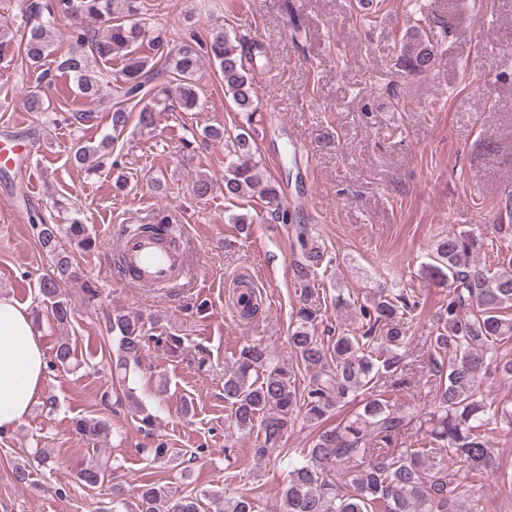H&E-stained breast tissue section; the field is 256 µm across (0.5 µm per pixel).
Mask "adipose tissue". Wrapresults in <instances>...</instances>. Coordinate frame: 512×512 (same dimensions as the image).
<instances>
[{
  "label": "adipose tissue",
  "mask_w": 512,
  "mask_h": 512,
  "mask_svg": "<svg viewBox=\"0 0 512 512\" xmlns=\"http://www.w3.org/2000/svg\"><path fill=\"white\" fill-rule=\"evenodd\" d=\"M44 382V351L28 307L0 296V431L28 415Z\"/></svg>",
  "instance_id": "1"
}]
</instances>
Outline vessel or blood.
<instances>
[{
	"instance_id": "b4317fda",
	"label": "vessel or blood",
	"mask_w": 512,
	"mask_h": 512,
	"mask_svg": "<svg viewBox=\"0 0 512 512\" xmlns=\"http://www.w3.org/2000/svg\"><path fill=\"white\" fill-rule=\"evenodd\" d=\"M113 265L122 280L153 291L178 287L191 261L180 235L168 228L151 235H125L114 253Z\"/></svg>"
}]
</instances>
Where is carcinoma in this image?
<instances>
[{
	"label": "carcinoma",
	"instance_id": "carcinoma-1",
	"mask_svg": "<svg viewBox=\"0 0 512 512\" xmlns=\"http://www.w3.org/2000/svg\"><path fill=\"white\" fill-rule=\"evenodd\" d=\"M24 25L15 35L0 31V60L19 41L27 68L38 71L52 55V30L58 19L71 21L69 38L80 50L57 58V68L74 76L86 104L105 103L110 115L112 139L126 131L133 112L148 128L160 107L176 102L183 112L198 106L196 76L201 55L198 44H170L162 32L143 45L140 23L141 0H21ZM88 20L102 22V29L84 26ZM204 52L216 67L224 94L236 108L251 118L257 111L245 46L236 33L217 25L209 29ZM437 47L419 27L400 38L398 65L410 76L424 75L435 66ZM120 59L113 80L92 65ZM27 111H46L42 91L25 96ZM230 161L224 169V198L258 196L274 199L276 183L263 179L257 143L247 128L230 139ZM29 220L42 250L51 258L52 273L39 285L42 302L50 305L52 324L70 323L73 309L64 286L77 279L73 258L61 248L68 237L77 247L92 244L86 225L73 218L68 224H48L38 213ZM512 232V225L494 224L487 231L478 227L452 232L435 241L431 263L426 268L448 280V298L441 306L428 349L433 377L429 411L424 413L428 442L424 448L405 445V434L414 415L393 401L391 393L406 387V358L412 341L411 326L419 301L395 288L373 289L363 300L336 295V311L357 323L355 330L343 326L317 333L320 309L312 303L325 251L307 225L295 227L293 277L301 288L294 313L289 346L297 362L310 369L308 384L299 391L294 370L276 361L259 340L245 344L231 369L224 373V399L231 404L232 426L242 432L260 426V440L252 461L260 467L283 446L295 420L323 424L337 415L339 405L351 396H363L362 407L319 430L309 447L288 457V473L282 490V512H454L458 500L467 512H483L474 487L481 478L493 480L512 494V467L503 463L493 435L512 436V407L481 394L482 382L512 378V249L499 247L494 268L478 260L497 235ZM242 317L252 319L261 311L251 288L240 290ZM107 331L116 342V367L137 362L150 345L141 319L117 312L108 320ZM76 360L68 340L60 341L54 362L68 369ZM75 430L87 445L97 448L109 433L103 418H81ZM50 454L37 448L27 464L15 470L16 480H28L29 469L45 466ZM464 471L460 479L448 478V462ZM116 467L97 456L82 468L78 480L96 490L108 487L112 512H256V500L242 495L226 500L218 493L185 494L177 486L144 483L135 489V501L124 497L120 486L111 484Z\"/></svg>",
	"mask_w": 512,
	"mask_h": 512
}]
</instances>
